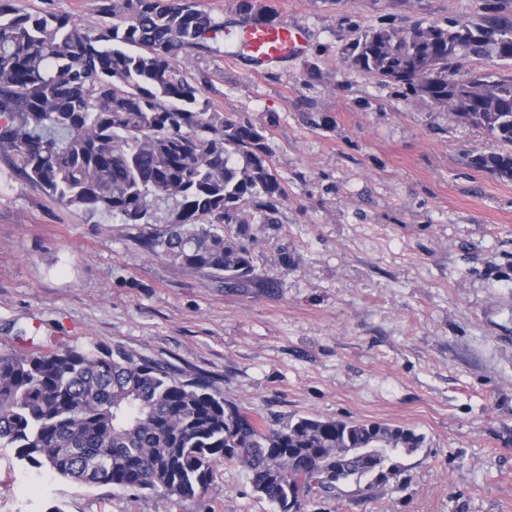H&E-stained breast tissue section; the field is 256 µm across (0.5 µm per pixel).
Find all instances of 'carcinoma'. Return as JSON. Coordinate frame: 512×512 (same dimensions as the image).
<instances>
[{
  "instance_id": "carcinoma-1",
  "label": "carcinoma",
  "mask_w": 512,
  "mask_h": 512,
  "mask_svg": "<svg viewBox=\"0 0 512 512\" xmlns=\"http://www.w3.org/2000/svg\"><path fill=\"white\" fill-rule=\"evenodd\" d=\"M98 11L105 21L86 26L0 0V151L92 218L152 224L172 201L151 253L236 292L270 284L242 241L248 224L279 223L285 196L265 128L211 109L189 70L198 54L236 55L231 26L197 0H100ZM469 57L512 63V0L474 21L367 28L345 60L483 130L498 148L471 166L512 180V71L451 80ZM422 443L406 426L313 415L265 429L205 378L120 346L0 354V447L90 487L193 498L222 459L278 512H300L350 484L373 496Z\"/></svg>"
}]
</instances>
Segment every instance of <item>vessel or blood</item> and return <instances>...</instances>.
<instances>
[{"instance_id":"1","label":"vessel or blood","mask_w":512,"mask_h":512,"mask_svg":"<svg viewBox=\"0 0 512 512\" xmlns=\"http://www.w3.org/2000/svg\"><path fill=\"white\" fill-rule=\"evenodd\" d=\"M238 34L243 55L259 74L267 65L303 55L308 45L306 28L285 21L249 20L240 25Z\"/></svg>"}]
</instances>
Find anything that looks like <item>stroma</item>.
Returning <instances> with one entry per match:
<instances>
[{
	"instance_id": "stroma-1",
	"label": "stroma",
	"mask_w": 512,
	"mask_h": 512,
	"mask_svg": "<svg viewBox=\"0 0 512 512\" xmlns=\"http://www.w3.org/2000/svg\"><path fill=\"white\" fill-rule=\"evenodd\" d=\"M308 31L297 60L254 74L195 57L212 108L265 127L285 198L247 227L257 274L233 292L143 246L165 229L62 205L0 153V354L122 345L205 377L278 427L380 421L421 448L373 498L302 512H512V181L473 168L481 129L344 61L361 28L471 19L484 0H259ZM276 512L220 461L204 495L85 486L0 448V512Z\"/></svg>"
}]
</instances>
